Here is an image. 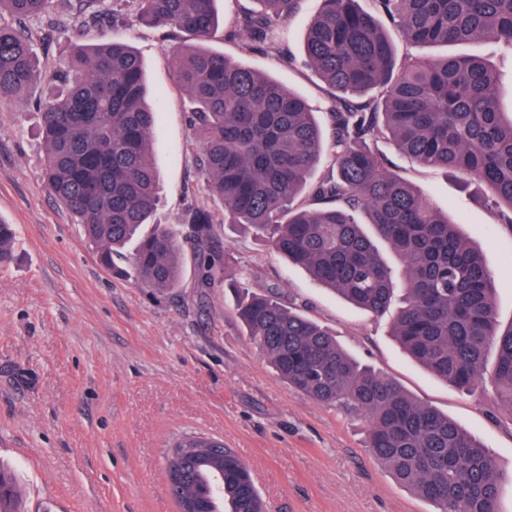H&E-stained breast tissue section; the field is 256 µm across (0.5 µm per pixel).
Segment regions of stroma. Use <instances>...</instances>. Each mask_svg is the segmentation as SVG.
Here are the masks:
<instances>
[{
	"label": "stroma",
	"instance_id": "35a3bbf8",
	"mask_svg": "<svg viewBox=\"0 0 512 512\" xmlns=\"http://www.w3.org/2000/svg\"><path fill=\"white\" fill-rule=\"evenodd\" d=\"M119 22L86 27L76 0H52L49 16L25 29L44 70L76 41H128L158 97L153 161L160 173L155 224H180L188 206L222 213L189 149L191 104L174 85L173 63L189 39L141 25L133 0H105ZM256 0H218L220 24L208 48L268 73L298 93L318 120L335 110L333 91L308 65L306 29L321 0H303L279 25V52L231 36ZM502 75L500 108L512 112V52L495 42L458 45ZM47 90L24 103L0 102V219L16 229L14 260L0 266V467L14 475L22 512L54 502L61 512H178L164 461L171 444L203 434L234 448L249 466L267 512H430L371 455L362 420L278 379L231 311L223 288L198 286L193 246H185L180 288L158 292L102 267L71 213L43 180L42 117ZM394 172L427 194L481 248L497 281L501 328L512 326V231L476 201L474 182L422 167L389 150ZM223 280L255 292L280 288L294 307L328 328L362 365L416 402L447 414L512 473V408L494 388L483 396L448 385L412 359L391 316L358 309L288 264L247 224H217Z\"/></svg>",
	"mask_w": 512,
	"mask_h": 512
}]
</instances>
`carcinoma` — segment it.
I'll return each mask as SVG.
<instances>
[{
  "label": "carcinoma",
  "mask_w": 512,
  "mask_h": 512,
  "mask_svg": "<svg viewBox=\"0 0 512 512\" xmlns=\"http://www.w3.org/2000/svg\"><path fill=\"white\" fill-rule=\"evenodd\" d=\"M52 0H0L18 21L44 17ZM88 27L110 23L100 4L76 0ZM141 22L183 33L195 43L176 58L175 85L193 104L191 127L200 173L224 205V223L252 224L272 248L319 285L378 316L400 300L392 332L408 354L452 387L476 394L496 350L494 381L512 409V327L502 332L496 281L457 224L424 193L390 170L387 142L424 167H439L483 187L479 200L512 227V116L500 111V75L472 55L410 58L397 65L387 20L408 43L445 47L491 39L512 49V0H322L305 38L309 65L342 95L322 127L305 101L279 81L235 64L206 46L219 25L216 0H134ZM235 32L269 49L275 27L302 0H258ZM43 177L49 194L83 226L110 268L134 244V276L168 291L182 279L183 241L199 250L197 278L212 288L223 271L210 244L213 213L187 212L183 234L148 225L159 199L151 162L157 108L146 99L144 64L125 41L79 45L51 74L38 66L28 33L0 23V101L23 100L37 81ZM329 174L309 175L320 163ZM399 255L396 281L355 214ZM13 225L0 220V265L12 259ZM234 311L278 378L329 406L363 416L366 444L396 479L433 512H504L503 487L488 449L434 408L360 365L328 330L276 293L238 292ZM207 485L190 469L176 502ZM0 512H15L11 478L0 472ZM216 512H265L248 466L224 449V499Z\"/></svg>",
  "instance_id": "carcinoma-1"
}]
</instances>
